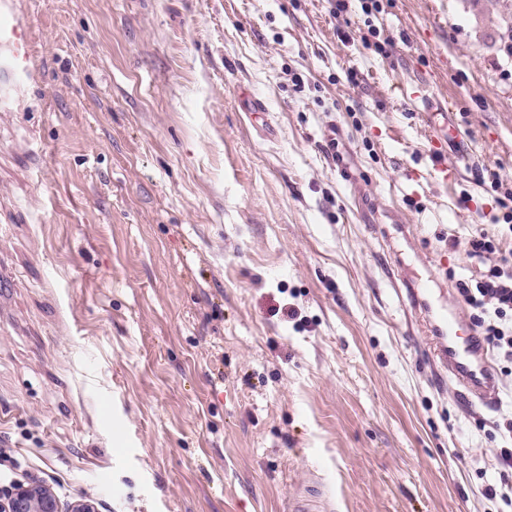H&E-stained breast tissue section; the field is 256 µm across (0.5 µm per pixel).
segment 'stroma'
<instances>
[{"label":"stroma","mask_w":512,"mask_h":512,"mask_svg":"<svg viewBox=\"0 0 512 512\" xmlns=\"http://www.w3.org/2000/svg\"><path fill=\"white\" fill-rule=\"evenodd\" d=\"M21 6L42 82L0 112V486L504 512L512 387L466 410L410 314L418 288L457 302L474 225L501 232L478 176L512 187V0ZM497 466L500 470V484L489 485L485 489L487 498H499L505 506L512 508V448L503 446L499 448L496 456Z\"/></svg>","instance_id":"35a3bbf8"}]
</instances>
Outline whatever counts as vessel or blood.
<instances>
[{
    "label": "vessel or blood",
    "instance_id": "obj_1",
    "mask_svg": "<svg viewBox=\"0 0 512 512\" xmlns=\"http://www.w3.org/2000/svg\"><path fill=\"white\" fill-rule=\"evenodd\" d=\"M40 78L31 27L15 0H0V112L17 110L38 88ZM419 322L433 360L458 383L461 396L471 406H491L497 381L490 356L457 311L427 306L420 311Z\"/></svg>",
    "mask_w": 512,
    "mask_h": 512
}]
</instances>
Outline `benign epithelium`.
<instances>
[{
	"instance_id": "benign-epithelium-1",
	"label": "benign epithelium",
	"mask_w": 512,
	"mask_h": 512,
	"mask_svg": "<svg viewBox=\"0 0 512 512\" xmlns=\"http://www.w3.org/2000/svg\"><path fill=\"white\" fill-rule=\"evenodd\" d=\"M99 506L100 503L81 497L64 509L53 488L37 479L0 487V512H100Z\"/></svg>"
}]
</instances>
